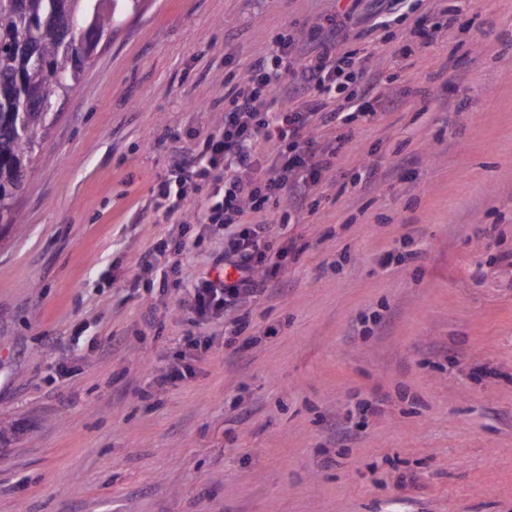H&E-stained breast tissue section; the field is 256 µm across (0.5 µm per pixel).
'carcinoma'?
Wrapping results in <instances>:
<instances>
[{"instance_id":"1","label":"carcinoma","mask_w":512,"mask_h":512,"mask_svg":"<svg viewBox=\"0 0 512 512\" xmlns=\"http://www.w3.org/2000/svg\"><path fill=\"white\" fill-rule=\"evenodd\" d=\"M104 3L106 7L95 8ZM137 8L133 0H26L18 12L0 0V228L23 223L14 199L30 175L56 120L58 87L75 88L103 37L118 17ZM50 12L56 21L43 23ZM31 43L37 56L20 46ZM45 93L34 102L29 86Z\"/></svg>"}]
</instances>
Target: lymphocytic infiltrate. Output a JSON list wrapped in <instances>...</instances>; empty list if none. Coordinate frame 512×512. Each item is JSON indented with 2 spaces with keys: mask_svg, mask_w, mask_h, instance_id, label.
<instances>
[{
  "mask_svg": "<svg viewBox=\"0 0 512 512\" xmlns=\"http://www.w3.org/2000/svg\"><path fill=\"white\" fill-rule=\"evenodd\" d=\"M354 13L350 7L342 19H329L304 48L293 36L278 34L238 81L225 84L223 126L152 188L155 209L167 218L183 212L191 193L209 191L196 222L176 221L168 237L138 260L141 270L159 271L160 290L181 277L188 230H195L199 246L209 228L224 229L223 253L212 271L197 278L186 302L193 321L235 310L238 327L248 326L241 307L267 292L296 249L294 241L280 240L268 220L269 207L287 205V222L314 210L337 156L324 133L357 117L378 120L381 110L403 106L400 95L380 93L387 76L369 73L339 39L343 21ZM354 82L361 89L356 97L346 92ZM369 100L375 108H366ZM164 254L169 264L162 268L158 258Z\"/></svg>",
  "mask_w": 512,
  "mask_h": 512,
  "instance_id": "obj_1",
  "label": "lymphocytic infiltrate"
}]
</instances>
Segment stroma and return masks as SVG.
<instances>
[{
  "label": "stroma",
  "mask_w": 512,
  "mask_h": 512,
  "mask_svg": "<svg viewBox=\"0 0 512 512\" xmlns=\"http://www.w3.org/2000/svg\"><path fill=\"white\" fill-rule=\"evenodd\" d=\"M345 5L142 0L102 40L0 236V512H512V0H447L453 27L398 63L413 20L371 31L363 0L351 46L405 104L337 127L313 212L270 209L304 251L245 330L181 307L223 230L179 287L138 268L171 227L151 188L223 124L225 77ZM190 333L197 375L156 388Z\"/></svg>",
  "instance_id": "35a3bbf8"
}]
</instances>
